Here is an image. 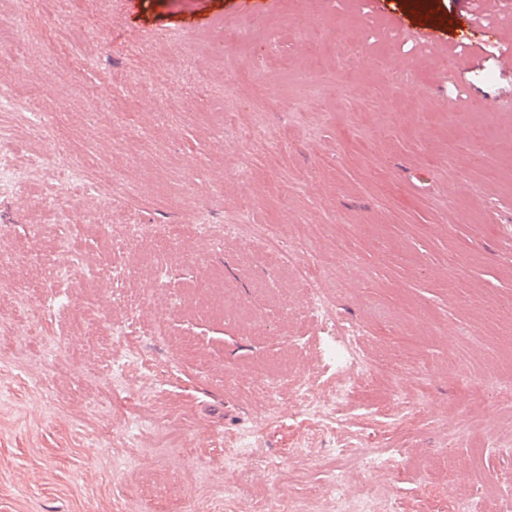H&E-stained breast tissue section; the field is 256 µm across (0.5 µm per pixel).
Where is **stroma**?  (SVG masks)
I'll return each instance as SVG.
<instances>
[{
    "label": "stroma",
    "mask_w": 512,
    "mask_h": 512,
    "mask_svg": "<svg viewBox=\"0 0 512 512\" xmlns=\"http://www.w3.org/2000/svg\"><path fill=\"white\" fill-rule=\"evenodd\" d=\"M75 12L92 19L77 35ZM31 26L26 67L0 55L8 91L33 92L23 69L44 77L36 121L66 138L73 162L101 145L95 174L139 189L108 223L69 226L57 216L72 207L70 188L23 185L37 201L29 210L0 196L18 256L0 276L36 302L17 312L0 297V314L37 326L30 348L57 349L42 362L16 356L0 328V512H145L142 469L177 481L198 512H264L273 496L318 494L340 448L381 450L383 470H352L349 482L404 512L449 496L512 512V413L497 410L512 388L496 395L456 375L512 353V106L502 102L512 72L497 62L512 50V0L485 26L465 0H71L69 11L33 13ZM473 53L480 64L462 68ZM141 74L162 94L149 96ZM160 112L170 127H157ZM258 112L268 139L243 140ZM193 198L212 232L167 238ZM243 210L329 269L340 325L361 331L355 345L308 313L305 283L225 238ZM132 221L155 235L121 245ZM62 237L92 271L56 287L36 260ZM156 256L170 266L153 296L111 304L113 269L141 283ZM116 325L140 341L130 379L108 387ZM73 336L82 349H69ZM361 358L377 372L331 435L293 393L273 407L255 387L285 369L329 390ZM99 393L105 409L89 414ZM397 405L418 406L415 421L399 422ZM132 412L159 428L139 469L124 470L115 463ZM245 431L255 450L226 473L230 440ZM201 444L213 452L190 465ZM273 460L291 472L279 488L266 477ZM230 482L243 507L225 499Z\"/></svg>",
    "instance_id": "1"
}]
</instances>
